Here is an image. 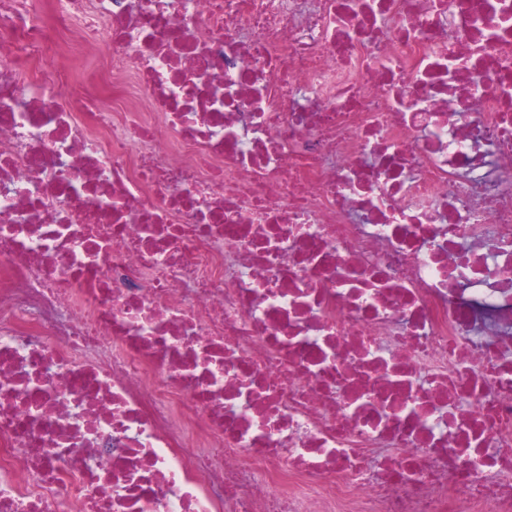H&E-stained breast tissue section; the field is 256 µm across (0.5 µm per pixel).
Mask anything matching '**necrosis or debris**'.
Returning <instances> with one entry per match:
<instances>
[{"mask_svg": "<svg viewBox=\"0 0 512 512\" xmlns=\"http://www.w3.org/2000/svg\"><path fill=\"white\" fill-rule=\"evenodd\" d=\"M0 512H512V0H0Z\"/></svg>", "mask_w": 512, "mask_h": 512, "instance_id": "obj_1", "label": "necrosis or debris"}]
</instances>
